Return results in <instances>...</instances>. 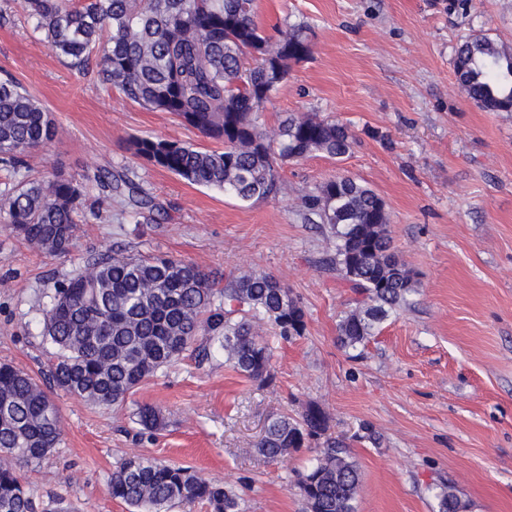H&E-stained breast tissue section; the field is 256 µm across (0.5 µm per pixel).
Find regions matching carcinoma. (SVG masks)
I'll return each mask as SVG.
<instances>
[{"label":"carcinoma","instance_id":"1","mask_svg":"<svg viewBox=\"0 0 512 512\" xmlns=\"http://www.w3.org/2000/svg\"><path fill=\"white\" fill-rule=\"evenodd\" d=\"M47 47L78 70L97 57V76L127 99L168 112L224 145L220 151L157 137L132 142L134 154L190 185L218 189L243 203L278 194L281 165L322 153L341 161L354 144L348 126L290 114L276 128L259 112L310 54L307 26L264 33L256 0H23ZM106 40H101L102 32ZM461 90L487 112H512V48L485 36L457 48ZM52 137L42 104L10 75L0 78V162ZM86 178L149 211L154 201L130 180L96 168ZM81 185L71 179H26L0 199V216L27 243L66 255L76 240ZM303 219L336 237L331 259L363 299L338 324L345 349L363 345L390 314L409 303L416 281L392 246L389 215L371 188L346 175L323 182L305 199ZM263 322L286 338L306 331L305 313L276 278L242 273L226 287L195 263L172 256L121 251L89 258L55 293L44 314V339L54 349L50 382L99 406H123L144 379L164 372L188 351L200 361L216 353L240 375L272 380V354L256 330ZM139 432L162 425L160 410L141 405ZM328 416L319 406L299 418L269 421L257 444L270 461L317 441ZM61 416L49 391L27 372L0 363V512H72L61 500H35L19 469L40 463L60 441ZM361 472L349 446L325 441L297 485L306 512H356ZM112 499L131 512H172L205 503L211 512H240L236 494L190 469L142 457L122 460L109 482ZM438 512L465 505L443 485Z\"/></svg>","mask_w":512,"mask_h":512}]
</instances>
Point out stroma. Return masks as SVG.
I'll list each match as a JSON object with an SVG mask.
<instances>
[{
  "instance_id": "1",
  "label": "stroma",
  "mask_w": 512,
  "mask_h": 512,
  "mask_svg": "<svg viewBox=\"0 0 512 512\" xmlns=\"http://www.w3.org/2000/svg\"><path fill=\"white\" fill-rule=\"evenodd\" d=\"M266 29L309 27L311 53L291 65L259 122L291 114L346 124L343 161L321 155L279 170L276 197L245 205L191 186L132 155L131 139L218 143L81 74L46 47L20 0H0V72L48 111L55 135L22 167L0 164V196L22 177L81 184L73 251L53 256L0 222V363L43 379L53 349L43 312L57 284L87 257L113 249L197 263L227 284L240 271L288 286L305 312L303 336H269L273 379H247L222 355L185 357L142 382L120 408L64 391L51 396L60 443L20 474L37 501L75 512H128L108 485L117 462L144 456L192 467L238 496L241 512H305L295 474L313 449L270 462L255 449L267 420L315 404L327 434L350 439L361 471L357 512H434L440 484L466 512H512V112H487L460 89L455 50L482 33L512 47V0H257ZM106 168L158 205L140 214L103 200L85 175ZM344 174L385 201L393 247L417 291L357 349L338 324L358 293L328 265L336 239L302 218L304 199ZM162 414L138 435L137 405Z\"/></svg>"
}]
</instances>
